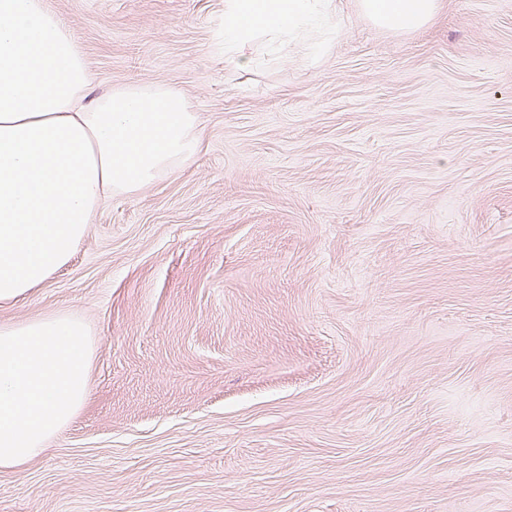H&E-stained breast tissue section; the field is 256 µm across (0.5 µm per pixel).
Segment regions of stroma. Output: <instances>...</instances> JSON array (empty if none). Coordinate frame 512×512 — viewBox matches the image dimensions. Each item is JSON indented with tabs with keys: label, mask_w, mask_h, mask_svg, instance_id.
<instances>
[{
	"label": "stroma",
	"mask_w": 512,
	"mask_h": 512,
	"mask_svg": "<svg viewBox=\"0 0 512 512\" xmlns=\"http://www.w3.org/2000/svg\"><path fill=\"white\" fill-rule=\"evenodd\" d=\"M44 2L96 92L178 91L201 145L0 303L92 349L0 512H512V0L409 32L339 0L316 61L247 67L224 0Z\"/></svg>",
	"instance_id": "1"
}]
</instances>
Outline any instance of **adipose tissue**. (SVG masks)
I'll list each match as a JSON object with an SVG mask.
<instances>
[{
	"label": "adipose tissue",
	"instance_id": "ef3b65f1",
	"mask_svg": "<svg viewBox=\"0 0 512 512\" xmlns=\"http://www.w3.org/2000/svg\"><path fill=\"white\" fill-rule=\"evenodd\" d=\"M364 16L420 27L439 0H360ZM339 31L333 0H224V56L252 64L258 36L316 56ZM75 35L42 0H0V303L27 300L88 234L99 205L174 174L198 118L167 87L93 93Z\"/></svg>",
	"mask_w": 512,
	"mask_h": 512
}]
</instances>
